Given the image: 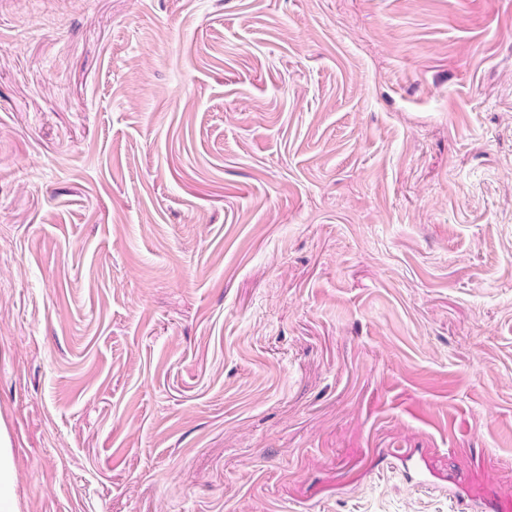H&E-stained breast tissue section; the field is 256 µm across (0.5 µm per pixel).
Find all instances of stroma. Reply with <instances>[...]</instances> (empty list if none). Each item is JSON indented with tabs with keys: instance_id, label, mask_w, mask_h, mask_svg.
<instances>
[{
	"instance_id": "stroma-1",
	"label": "stroma",
	"mask_w": 512,
	"mask_h": 512,
	"mask_svg": "<svg viewBox=\"0 0 512 512\" xmlns=\"http://www.w3.org/2000/svg\"><path fill=\"white\" fill-rule=\"evenodd\" d=\"M0 437L17 512L512 506V0H0Z\"/></svg>"
}]
</instances>
